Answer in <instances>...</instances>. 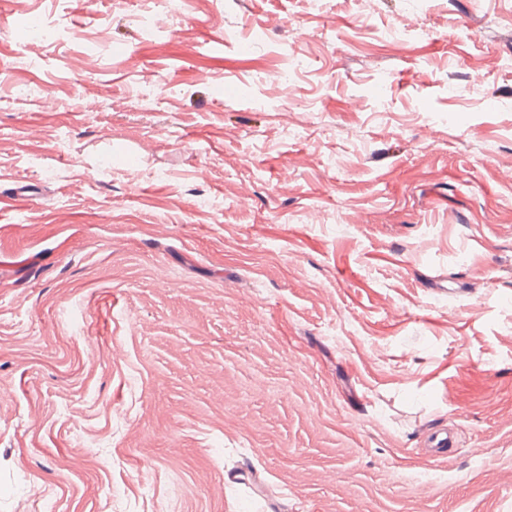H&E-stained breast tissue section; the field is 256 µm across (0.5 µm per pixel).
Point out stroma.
I'll return each mask as SVG.
<instances>
[{
	"mask_svg": "<svg viewBox=\"0 0 512 512\" xmlns=\"http://www.w3.org/2000/svg\"><path fill=\"white\" fill-rule=\"evenodd\" d=\"M158 6L0 0V512H512V0ZM457 424L448 423V428L435 430L429 433L426 439V448H431L436 454L442 453L446 448H454L457 446Z\"/></svg>",
	"mask_w": 512,
	"mask_h": 512,
	"instance_id": "1",
	"label": "stroma"
}]
</instances>
